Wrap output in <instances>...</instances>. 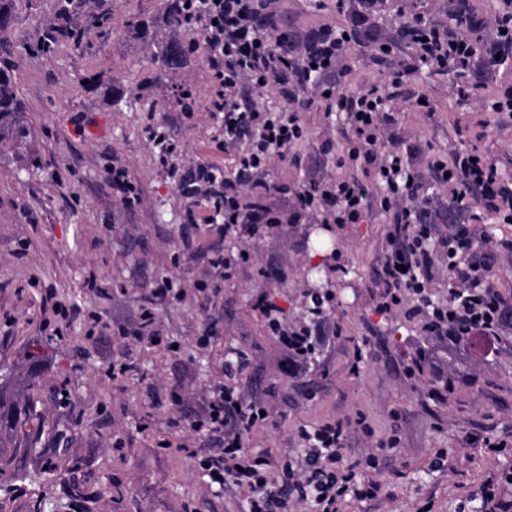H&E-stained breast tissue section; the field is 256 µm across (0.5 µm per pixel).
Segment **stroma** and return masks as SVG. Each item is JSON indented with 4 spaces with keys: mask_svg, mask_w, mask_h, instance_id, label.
Here are the masks:
<instances>
[{
    "mask_svg": "<svg viewBox=\"0 0 512 512\" xmlns=\"http://www.w3.org/2000/svg\"><path fill=\"white\" fill-rule=\"evenodd\" d=\"M59 3L16 0L13 13L23 43L15 74L38 157L21 172L0 163V512H245L241 491L210 485L194 466L221 436L190 428L206 416L205 390L233 349L248 355L233 386L270 412L245 435L247 449L297 466L300 429L360 418L347 457H376L389 496L346 498L345 512H475L467 491L512 473V333L501 353L486 356L427 341L405 313H378L390 230L379 220L285 224L252 243L253 262L215 268V254L234 255L239 243L220 225L188 222L180 190L216 155L207 64L197 53L170 69L161 57L162 45L198 32L170 25L166 0H76L67 17ZM447 5L348 0L340 13L336 0H283L281 23L298 38L324 24L356 26L365 40L394 38L397 8ZM54 27L64 34L51 52L35 51ZM71 30L83 40L68 38ZM184 83L197 92L190 119L172 94ZM404 94L436 106L430 117L400 113L393 128L425 181L431 157L464 145L498 158L512 180V155L503 153L512 132L491 113L457 102L446 79L425 73ZM305 119L299 164L276 161L269 171L282 188L270 203L283 211L312 173L334 172L348 129L318 100ZM155 132L180 144L177 171L164 165ZM116 167L137 188L132 206L112 185ZM326 290L324 313L340 333L286 374L284 348L256 304L275 305L291 324L309 319L311 293ZM49 294L75 310L58 338L44 326ZM143 306L154 309L163 343L126 338ZM92 310L105 326L90 337ZM420 352L428 362L419 368ZM490 438L504 441L501 452H488Z\"/></svg>",
    "mask_w": 512,
    "mask_h": 512,
    "instance_id": "obj_1",
    "label": "stroma"
}]
</instances>
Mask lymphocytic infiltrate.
<instances>
[{"mask_svg": "<svg viewBox=\"0 0 512 512\" xmlns=\"http://www.w3.org/2000/svg\"><path fill=\"white\" fill-rule=\"evenodd\" d=\"M277 2L190 0L191 27L200 34L208 66V110L217 121L212 141L217 150L234 152L233 174H225L220 162L197 165L184 188L193 200L191 222L220 223L225 235L250 241L283 224H361L385 218L391 230L381 265L386 291L380 313L409 311L421 318L423 334L439 342L501 335L504 322L512 318V297L501 292L495 279L493 254L474 250L466 224L445 233L441 218L468 209L474 200L498 223L512 222V183L502 181L497 160L477 149L437 157L429 167L448 190L447 203L438 204L408 157L387 143L397 110H435L433 104L403 95L404 85L421 69L448 77V91L459 99L485 96L487 111L511 127L512 85L486 96L481 83L454 80V73L472 70L477 60L470 50V27L449 24L444 13L418 12L404 16L398 26L399 34L414 43V56L399 61L380 81L344 89L341 82L351 72L349 60L359 43L356 31L325 25L311 37L294 40L280 25ZM316 98L324 100L326 111L344 114L351 134L335 173L309 180L287 210L272 208L269 167L275 159H294L296 147L308 139L304 113ZM351 168L371 176V183L348 177ZM437 253L446 256L442 275L458 294L451 304H434L429 295ZM260 309L293 369L305 362L306 347L337 330L324 321L290 327L276 307L264 303ZM207 399L206 420L191 428L222 435L224 446L198 464L212 483L242 488L249 512H302L310 501L316 512H342L346 496L383 495L380 481L357 478L347 462L351 419L300 430L298 439L308 450L304 464L276 467L269 457L243 446L244 436L261 418L259 406L245 403L224 381L209 387Z\"/></svg>", "mask_w": 512, "mask_h": 512, "instance_id": "obj_1", "label": "lymphocytic infiltrate"}]
</instances>
